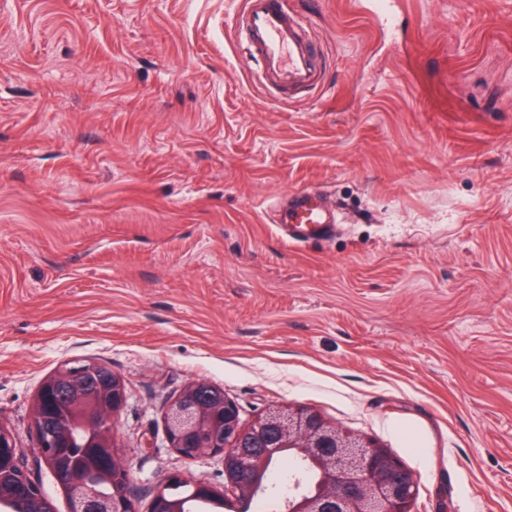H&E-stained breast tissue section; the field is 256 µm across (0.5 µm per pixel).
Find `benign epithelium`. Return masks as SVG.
Here are the masks:
<instances>
[{
	"mask_svg": "<svg viewBox=\"0 0 512 512\" xmlns=\"http://www.w3.org/2000/svg\"><path fill=\"white\" fill-rule=\"evenodd\" d=\"M110 375L106 391L88 390L71 411L66 428L86 430L91 440L86 447L112 465L117 486L112 497L94 491L95 474L77 476L54 470L55 478L68 493L69 512H136L129 491V477L114 440L113 428L127 402L123 380L107 366L86 361L63 366L45 378L31 408V425L36 436L35 451L48 460L60 441L43 433L38 425L44 398L58 386L97 373ZM203 384L192 382L168 401L164 425L168 446L187 460L218 457L224 470V492L248 501L264 490L263 474L274 456L288 457L318 466L314 488L304 476L294 473L284 495V512H412L417 493L415 474L387 449L365 437L329 422L308 408L272 404L243 423L237 405L224 394L200 398ZM11 431L0 427V468L17 466V482L11 486L16 499L24 489H41L24 469ZM182 490L190 499L206 498L211 486L172 473L154 490L150 512H174L168 507V492Z\"/></svg>",
	"mask_w": 512,
	"mask_h": 512,
	"instance_id": "obj_1",
	"label": "benign epithelium"
}]
</instances>
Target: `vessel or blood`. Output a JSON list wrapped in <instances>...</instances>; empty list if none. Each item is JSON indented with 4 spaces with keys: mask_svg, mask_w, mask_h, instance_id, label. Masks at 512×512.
Returning a JSON list of instances; mask_svg holds the SVG:
<instances>
[{
    "mask_svg": "<svg viewBox=\"0 0 512 512\" xmlns=\"http://www.w3.org/2000/svg\"><path fill=\"white\" fill-rule=\"evenodd\" d=\"M237 25L246 35V52L261 63L275 90L302 92L317 87V49L311 25L291 0H244ZM335 222V215L315 194L302 191L289 198L277 229L289 243L302 245L332 233Z\"/></svg>",
    "mask_w": 512,
    "mask_h": 512,
    "instance_id": "vessel-or-blood-1",
    "label": "vessel or blood"
}]
</instances>
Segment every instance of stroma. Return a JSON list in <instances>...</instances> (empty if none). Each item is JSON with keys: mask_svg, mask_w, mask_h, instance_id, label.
Segmentation results:
<instances>
[{"mask_svg": "<svg viewBox=\"0 0 512 512\" xmlns=\"http://www.w3.org/2000/svg\"><path fill=\"white\" fill-rule=\"evenodd\" d=\"M320 82L279 103L240 0H0V425L51 512L41 382L105 364L137 512L219 459L163 442L194 381L391 449L414 512H512V0H295ZM308 189L335 233L275 231Z\"/></svg>", "mask_w": 512, "mask_h": 512, "instance_id": "35a3bbf8", "label": "stroma"}]
</instances>
